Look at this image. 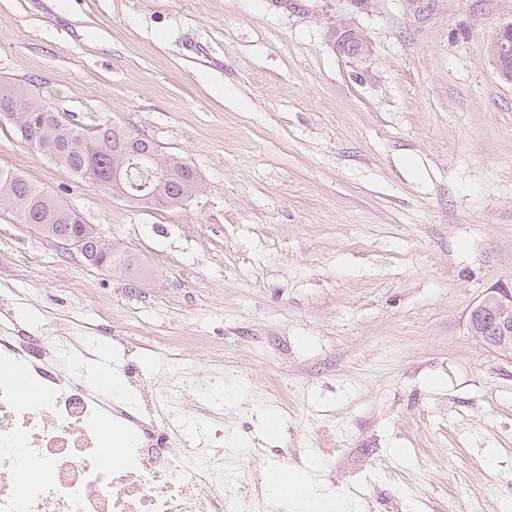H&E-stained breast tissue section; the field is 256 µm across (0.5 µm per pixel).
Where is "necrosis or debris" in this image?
<instances>
[{
	"mask_svg": "<svg viewBox=\"0 0 512 512\" xmlns=\"http://www.w3.org/2000/svg\"><path fill=\"white\" fill-rule=\"evenodd\" d=\"M65 346L0 329V512H254L225 486L224 450L172 443L149 395L125 369L123 389L101 395ZM40 392L20 393V379ZM33 484L18 489V473Z\"/></svg>",
	"mask_w": 512,
	"mask_h": 512,
	"instance_id": "necrosis-or-debris-1",
	"label": "necrosis or debris"
}]
</instances>
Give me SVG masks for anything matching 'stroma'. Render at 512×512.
Segmentation results:
<instances>
[{"instance_id":"1","label":"stroma","mask_w":512,"mask_h":512,"mask_svg":"<svg viewBox=\"0 0 512 512\" xmlns=\"http://www.w3.org/2000/svg\"><path fill=\"white\" fill-rule=\"evenodd\" d=\"M510 23L512 0H0V84L199 175L138 204L0 127V167L121 259L0 210V301L92 347L84 371L138 365L186 426L210 410L237 487L281 462L306 512H512V355L467 328L512 289ZM330 37L337 53L350 59H362L369 51L364 35L349 24H337ZM512 43V23L501 28L498 38L491 45L490 54L492 62L499 73L507 80L512 81V67L510 60V45Z\"/></svg>"}]
</instances>
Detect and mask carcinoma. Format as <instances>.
<instances>
[{
  "mask_svg": "<svg viewBox=\"0 0 512 512\" xmlns=\"http://www.w3.org/2000/svg\"><path fill=\"white\" fill-rule=\"evenodd\" d=\"M10 105L18 112H28L33 117H46V121L36 125L38 146L44 149L46 157L56 155L54 162L67 173L83 179L103 190L114 191L112 173L122 158V153L132 152L121 137V129L109 124L93 133L94 141L82 142L85 129L67 120L60 113L46 105H39L23 93L0 84V105ZM181 172L164 183L150 179L147 170L124 165L122 187L128 193L144 201V197L156 191L163 195L173 207H180L199 187L195 168L177 158ZM9 208L14 213H23V223L37 228L55 240L61 238L78 239L83 246L102 262V266L112 268V254L96 252L100 236L79 215L47 192L39 189L13 168L0 167V209Z\"/></svg>",
  "mask_w": 512,
  "mask_h": 512,
  "instance_id": "carcinoma-1",
  "label": "carcinoma"
}]
</instances>
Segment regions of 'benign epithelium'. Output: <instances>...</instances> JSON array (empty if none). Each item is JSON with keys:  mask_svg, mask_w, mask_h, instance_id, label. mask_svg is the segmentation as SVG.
Wrapping results in <instances>:
<instances>
[{"mask_svg": "<svg viewBox=\"0 0 512 512\" xmlns=\"http://www.w3.org/2000/svg\"><path fill=\"white\" fill-rule=\"evenodd\" d=\"M337 53L350 59H361L369 51L364 35L353 26L341 23L331 32ZM492 62L499 73L512 81V23L501 28L498 38L491 45ZM10 124L22 139L33 140L35 122L21 112L4 106L0 108V126ZM469 330L491 347L512 352V290L493 288L474 306L469 314Z\"/></svg>", "mask_w": 512, "mask_h": 512, "instance_id": "7a95c632", "label": "benign epithelium"}]
</instances>
